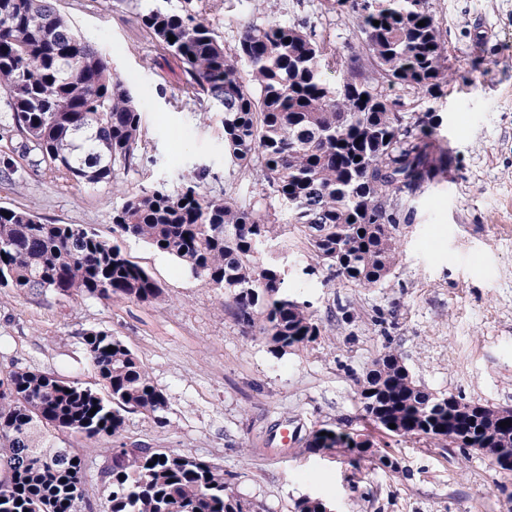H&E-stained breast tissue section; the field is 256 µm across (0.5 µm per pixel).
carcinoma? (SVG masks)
Listing matches in <instances>:
<instances>
[{
	"mask_svg": "<svg viewBox=\"0 0 512 512\" xmlns=\"http://www.w3.org/2000/svg\"><path fill=\"white\" fill-rule=\"evenodd\" d=\"M337 4L355 15L364 38L350 47L334 84L324 77L315 33L298 25L253 24L231 56L215 30L189 14L157 6L141 16L182 63L183 91L208 97L224 112L225 157L255 171L266 191L256 203L209 199L202 171L172 193L128 198L112 212V232L146 242L205 286L231 294L241 325L252 328L263 314L260 333L275 354L314 342L321 330L307 305L288 296L284 268L261 260L283 223L264 200L274 196L288 206V223L305 229L331 276L372 288L395 264L408 197L448 166L437 116L404 112L383 94L384 86L401 84L434 97L448 84V51L428 0ZM240 61L249 67L247 79ZM2 94L8 127L22 153H38L35 165L90 185L111 183L117 165H135L141 114L133 97L111 61L74 32L52 0H0ZM0 281L17 294L144 303L162 294L119 245L94 230L47 224L5 206ZM83 344L105 395L30 369L0 377V512H81L83 460L66 445L72 434L112 442L105 512H252L227 492L223 466L165 448L128 447L121 440L124 413L156 415L168 399L120 338L89 329ZM359 400L387 433L428 438L440 426L454 448H501L512 456L511 410L467 406L460 395L417 384L392 350L374 361ZM505 420L510 426L503 428ZM352 443L351 433L325 428L307 437L306 448Z\"/></svg>",
	"mask_w": 512,
	"mask_h": 512,
	"instance_id": "carcinoma-1",
	"label": "carcinoma"
}]
</instances>
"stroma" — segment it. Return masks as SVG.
I'll use <instances>...</instances> for the list:
<instances>
[{"instance_id": "1", "label": "stroma", "mask_w": 512, "mask_h": 512, "mask_svg": "<svg viewBox=\"0 0 512 512\" xmlns=\"http://www.w3.org/2000/svg\"><path fill=\"white\" fill-rule=\"evenodd\" d=\"M180 0H55L60 15L112 63L141 114L134 167L88 185L47 167L24 183L0 180V206L48 224H81L112 239V211L149 190L173 191L206 167L207 197L245 202L261 191L254 171L224 157V114L183 91L181 63L141 22ZM234 53L241 33L269 21L307 22L328 59L359 37L334 0H192ZM448 48V85L438 98L386 87L405 111L443 119L448 167L423 183L400 224L397 260L378 285L330 277L303 233L284 225L274 255L292 297L308 303L321 336L274 354L259 328L233 315L230 294L204 286L171 257L130 238L128 259L158 283L154 302L17 294L0 288V375L27 368L105 383L88 360L84 330L122 339L168 399L161 416L127 414L123 439L223 465L230 493L255 512H295L305 496L335 512H512V474L489 457L447 442L386 434L365 417L358 390L373 362L393 349L417 384L512 407V0H430ZM339 427L371 440L356 459L343 448L310 452L307 436ZM85 505L103 512L108 444L85 442ZM386 455L399 464L378 463Z\"/></svg>"}]
</instances>
